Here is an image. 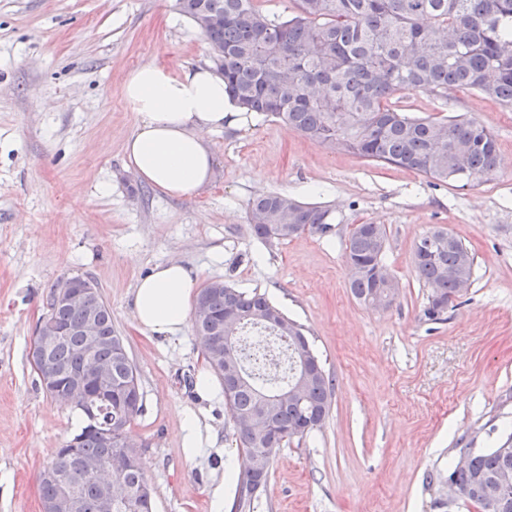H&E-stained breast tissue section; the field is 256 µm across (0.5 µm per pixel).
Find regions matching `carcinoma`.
I'll return each mask as SVG.
<instances>
[{
	"label": "carcinoma",
	"mask_w": 512,
	"mask_h": 512,
	"mask_svg": "<svg viewBox=\"0 0 512 512\" xmlns=\"http://www.w3.org/2000/svg\"><path fill=\"white\" fill-rule=\"evenodd\" d=\"M215 52L213 63L224 73V92L244 110L266 120L281 121L333 152L359 154L383 164L417 171L442 182L475 183L478 176L500 164L496 139L483 124L464 118L416 117L391 106L397 92L417 91L437 96L450 85L475 90L512 106V0H299L297 13L278 19L263 13L255 0H176ZM255 238L281 242L306 231L326 234L330 210L278 193H266L248 205ZM386 228L357 224L345 244L349 288L355 299L369 305L389 298L375 270L385 266ZM414 267L430 288L424 316L441 320L460 295L457 281H470L474 257L461 240L442 227L414 243ZM276 315L274 330L288 348V364L280 373L250 367L244 382L229 373L247 363L243 336L256 320ZM43 318L57 326L59 338L47 349V360L70 374L85 370L83 337L65 331L91 320L98 331L97 359L109 366L112 404L100 406L98 423H83L69 443L39 475L41 501L55 499L58 483L47 473L69 475L76 494V512H101L102 484L107 478L83 475L79 459L101 460L117 450L141 408L119 404L139 392L136 367L124 338L112 325V309L102 295L78 305L56 302L51 287ZM193 330L203 340L228 336L216 348L202 345L208 367L223 382L224 403L243 459L238 474L237 512H251L250 463L261 448L280 449L322 427L334 393L333 378L314 353L304 325L257 292L221 281L198 293ZM318 365L306 381L304 401H271L284 386L296 383L294 369L302 357ZM31 367L37 383L51 399L55 388L44 383L37 356ZM112 432V448L106 433ZM469 462L452 465L448 480L458 497L470 505L479 500L482 482L493 480L506 463L497 448H468ZM117 480L137 497L139 512H153V488L141 463L120 472Z\"/></svg>",
	"instance_id": "1"
}]
</instances>
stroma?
<instances>
[{
    "instance_id": "obj_1",
    "label": "stroma",
    "mask_w": 512,
    "mask_h": 512,
    "mask_svg": "<svg viewBox=\"0 0 512 512\" xmlns=\"http://www.w3.org/2000/svg\"><path fill=\"white\" fill-rule=\"evenodd\" d=\"M209 59L175 0H0V512H41L39 473L79 427L30 364L47 295L77 274L99 287L137 369L143 410L129 430L144 445L154 512H213L212 488L243 457L224 393L184 383L208 369L193 330L154 334L133 315L137 279L171 260L196 268L200 285L265 294L306 327L335 380L325 423L280 449L254 512H470L448 499L450 463L512 433V108L453 86L394 95L403 111L464 115L495 135L500 165L472 187H436L258 118L208 135L212 180L177 199L127 169L134 117L121 87L147 61ZM269 192L328 208L329 235L254 238L247 204ZM365 222L387 229L400 284L387 309L348 287L344 244ZM436 227L473 254L474 275L428 321L413 247ZM185 409L199 418L194 457L182 447Z\"/></svg>"
}]
</instances>
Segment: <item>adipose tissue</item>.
Instances as JSON below:
<instances>
[{"mask_svg":"<svg viewBox=\"0 0 512 512\" xmlns=\"http://www.w3.org/2000/svg\"><path fill=\"white\" fill-rule=\"evenodd\" d=\"M122 97L134 115L124 142L129 168L142 181L177 198L196 195L211 180L214 154L207 132L248 123L243 108L224 92L216 69H189L148 62L126 76ZM196 269L177 261L156 265L134 288V317L144 330L176 334L190 323Z\"/></svg>","mask_w":512,"mask_h":512,"instance_id":"ef3b65f1","label":"adipose tissue"}]
</instances>
